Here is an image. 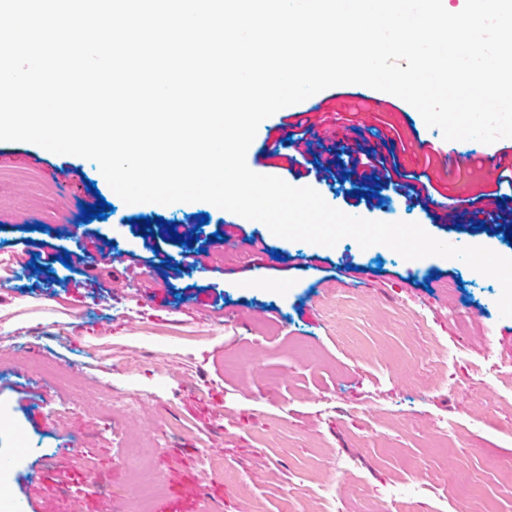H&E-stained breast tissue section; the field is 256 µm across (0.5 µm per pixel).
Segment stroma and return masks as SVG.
Here are the masks:
<instances>
[{"label": "stroma", "mask_w": 512, "mask_h": 512, "mask_svg": "<svg viewBox=\"0 0 512 512\" xmlns=\"http://www.w3.org/2000/svg\"><path fill=\"white\" fill-rule=\"evenodd\" d=\"M312 120L332 136L317 169L290 165L302 129L282 108L259 126L251 170L316 189L370 220L419 223L455 246L512 257L506 228L460 212L433 221L411 174L444 166L442 193L470 195L465 165L406 101L362 103L349 85ZM367 125L355 129V105ZM278 143L269 158L264 145ZM372 148L393 183L346 177ZM105 198L106 219L83 221ZM208 224H200V214ZM163 218L143 236L136 217ZM200 226L184 257L166 225ZM80 225L79 234L69 225ZM109 261L33 272L21 239ZM499 282L459 259L408 261L351 238L328 248L273 235L207 202L126 204L98 165L29 142L0 148V466L7 512H512V318ZM133 399L109 416L111 396ZM98 485H89L88 473ZM160 476L141 494L143 474ZM198 494L186 496V486ZM55 489L52 502L42 490Z\"/></svg>", "instance_id": "35a3bbf8"}]
</instances>
